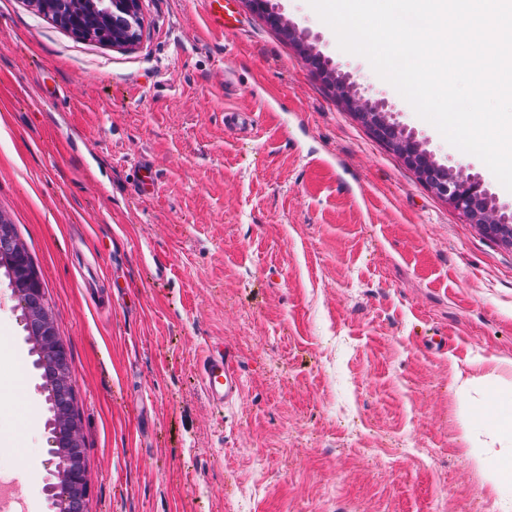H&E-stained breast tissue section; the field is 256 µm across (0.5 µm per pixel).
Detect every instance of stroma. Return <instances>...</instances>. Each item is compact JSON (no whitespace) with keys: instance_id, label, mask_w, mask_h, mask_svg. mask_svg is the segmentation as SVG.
<instances>
[{"instance_id":"35a3bbf8","label":"stroma","mask_w":512,"mask_h":512,"mask_svg":"<svg viewBox=\"0 0 512 512\" xmlns=\"http://www.w3.org/2000/svg\"><path fill=\"white\" fill-rule=\"evenodd\" d=\"M441 164L506 190L444 140L308 0H271ZM140 0L133 44L78 39L0 0V213L69 352L84 512H512L468 412L512 388V247L466 223L339 102L247 0ZM232 83H225V73ZM48 96L35 107L36 87ZM252 112L251 134L227 111ZM154 193L132 194L142 159ZM0 278V470L49 512L50 417ZM242 388L208 400L203 357ZM201 3L210 28L221 32H224V29L235 28L237 19L224 5V0H202ZM225 10H227L226 16ZM209 400L218 405L232 402L240 391L239 361L235 354L209 355L199 366Z\"/></svg>"}]
</instances>
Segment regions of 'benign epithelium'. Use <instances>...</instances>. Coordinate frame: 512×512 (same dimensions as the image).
<instances>
[{"mask_svg":"<svg viewBox=\"0 0 512 512\" xmlns=\"http://www.w3.org/2000/svg\"><path fill=\"white\" fill-rule=\"evenodd\" d=\"M346 109L357 116L366 112L384 111L386 104L382 101H371L354 92L343 98ZM481 180L470 174L462 173L458 175L452 185L448 186L440 196L444 198L448 205L459 211L465 210V204L469 195L475 186L480 184ZM38 346L51 354L60 364L62 372L68 373L69 354L57 335L54 321L51 317H46V325L42 336L39 337ZM67 426L64 430H48L47 450L50 458L46 461L45 492L51 501L52 508L57 512H69L71 495L76 494L82 498L87 497L89 485L86 477L85 448L80 439V423L75 409H70L65 414ZM62 442L70 444L67 449L68 457L63 463L53 457V448Z\"/></svg>","mask_w":512,"mask_h":512,"instance_id":"obj_1","label":"benign epithelium"}]
</instances>
